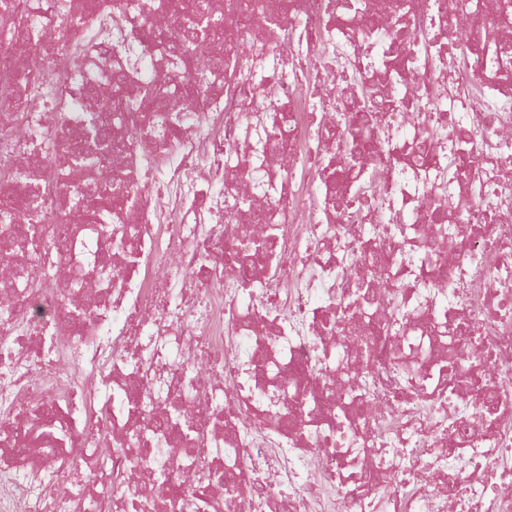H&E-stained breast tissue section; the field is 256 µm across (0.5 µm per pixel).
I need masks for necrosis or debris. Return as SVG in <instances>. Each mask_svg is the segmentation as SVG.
Here are the masks:
<instances>
[{
  "instance_id": "1",
  "label": "necrosis or debris",
  "mask_w": 512,
  "mask_h": 512,
  "mask_svg": "<svg viewBox=\"0 0 512 512\" xmlns=\"http://www.w3.org/2000/svg\"><path fill=\"white\" fill-rule=\"evenodd\" d=\"M163 2L205 31L197 111L152 109L143 16L70 56L127 0H0V214L34 231H0L27 283L0 314V512H512V25L487 34L512 0ZM356 58L376 101L340 112ZM117 71L145 105L115 127ZM105 166L84 205L119 241L72 221Z\"/></svg>"
}]
</instances>
